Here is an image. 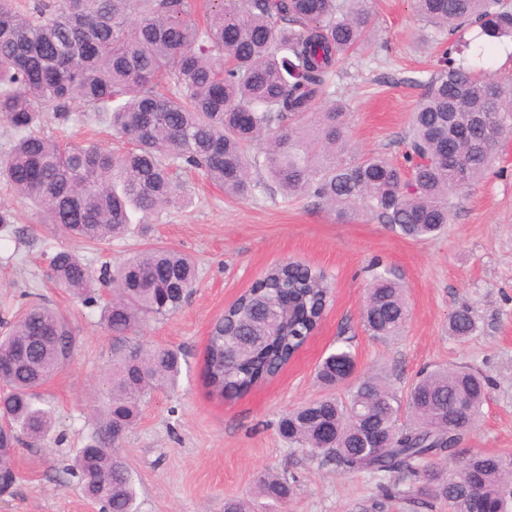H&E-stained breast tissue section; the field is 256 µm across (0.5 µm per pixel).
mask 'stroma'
Wrapping results in <instances>:
<instances>
[{"label":"stroma","mask_w":512,"mask_h":512,"mask_svg":"<svg viewBox=\"0 0 512 512\" xmlns=\"http://www.w3.org/2000/svg\"><path fill=\"white\" fill-rule=\"evenodd\" d=\"M373 9L375 39L337 66L329 96L347 108L344 156L380 154L403 166L411 114L452 39L423 40L413 0H374ZM253 179L252 197L237 200L202 173L187 172L181 191L191 199L188 207L169 209L125 239L88 252L96 268L150 246L176 249L196 262V286L180 311L147 319L123 338L100 323L97 308L47 281L45 255L67 241L39 230L27 204L0 181V201L19 215L17 233L0 238V296L17 307L40 295L67 316L76 339L71 362L43 388L55 425L43 440L19 444L17 483L12 494L0 496V512H100L69 469L98 429L89 388L113 353L134 347L179 348L183 364L179 388L147 398L121 442L120 456L137 479L138 512H224L225 498L246 496L252 512H448L440 502L424 507L402 497L375 508L378 478L336 472L280 437V417L322 395L315 368L344 342L358 375H379L401 393L426 367L467 366L487 375L478 422L458 449L512 454V137L501 140L479 184L451 196L445 233L423 241L363 212L337 223L320 200H288L267 188L264 173L254 172ZM289 260L324 268L331 277L320 326L276 377L243 394L212 395L202 357L213 321L270 267ZM377 261L406 286L412 310L401 335L388 340L371 336L362 323ZM463 305L479 328L460 341L449 335L448 317ZM268 469L297 488L274 509L251 494L254 479Z\"/></svg>","instance_id":"35a3bbf8"}]
</instances>
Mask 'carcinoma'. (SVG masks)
Returning a JSON list of instances; mask_svg holds the SVG:
<instances>
[{
	"label": "carcinoma",
	"mask_w": 512,
	"mask_h": 512,
	"mask_svg": "<svg viewBox=\"0 0 512 512\" xmlns=\"http://www.w3.org/2000/svg\"><path fill=\"white\" fill-rule=\"evenodd\" d=\"M437 40L443 31L477 26L489 39L512 38L507 0H415ZM196 0H49L32 7L0 0V122L12 135L0 147V176L34 207L40 228L71 245L46 256L57 288L100 308L116 337L148 316L176 313L195 286L187 255L150 247L112 268L94 270L80 249L110 243L167 208L185 206L180 181L202 171L224 194H252L251 171L262 169L288 197L310 195L349 223L362 207L402 236L423 240L450 220L448 199L479 183L504 133L512 135V80L492 81L440 59L425 83L409 126L412 177L380 155L339 159L346 138L344 106L331 103L299 124L327 94L337 63L372 31L371 0H209L205 22ZM166 92L159 93V83ZM127 140L121 152L88 139L41 133L70 106ZM328 276L297 262L272 268L214 325L204 352L211 391L243 394L276 375L299 351L328 305ZM411 318L406 290L383 268L367 289L363 321L374 336H397ZM0 495L17 482L12 459L26 438L54 426L40 389L70 361L75 339L68 319L42 299L0 325ZM451 335H473L477 321L462 306L448 318ZM355 356L338 347L315 370L323 396L282 415V437L323 456L344 473L396 474L407 486L380 485L382 495L442 500L469 512V498L512 512V455L456 460L462 436L486 399V380L463 366L424 373L402 397L376 375L354 378ZM179 351L157 346L112 357L97 436L77 450L72 472L100 512H137V485L119 456L122 436L157 389L174 388ZM348 384L346 395L335 396ZM408 410L413 421L398 424ZM376 447H366L369 433ZM443 457L454 463L439 464ZM253 494L273 504L294 486L276 472L255 481Z\"/></svg>",
	"instance_id": "cac0c4a2"
}]
</instances>
